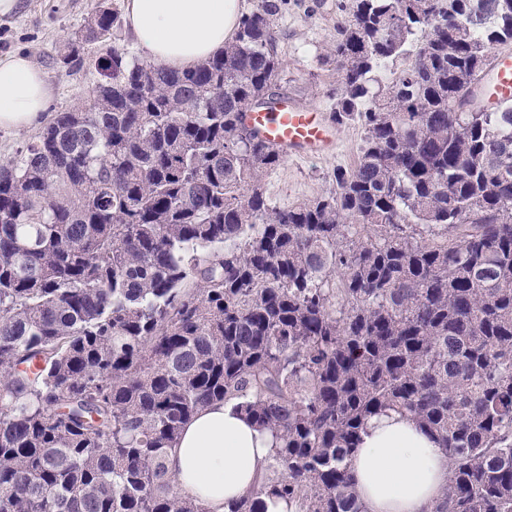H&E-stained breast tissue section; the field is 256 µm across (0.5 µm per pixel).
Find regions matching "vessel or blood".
<instances>
[{"instance_id": "b4317fda", "label": "vessel or blood", "mask_w": 512, "mask_h": 512, "mask_svg": "<svg viewBox=\"0 0 512 512\" xmlns=\"http://www.w3.org/2000/svg\"><path fill=\"white\" fill-rule=\"evenodd\" d=\"M493 67L495 76L486 88L488 98L498 103L512 101V54L496 55ZM244 120L266 141L292 156H318L334 143L322 113L312 108L282 103L270 110L245 113Z\"/></svg>"}]
</instances>
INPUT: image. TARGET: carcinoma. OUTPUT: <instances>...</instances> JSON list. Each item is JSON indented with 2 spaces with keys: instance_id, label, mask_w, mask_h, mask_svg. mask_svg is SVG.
I'll return each instance as SVG.
<instances>
[{
  "instance_id": "obj_1",
  "label": "carcinoma",
  "mask_w": 512,
  "mask_h": 512,
  "mask_svg": "<svg viewBox=\"0 0 512 512\" xmlns=\"http://www.w3.org/2000/svg\"><path fill=\"white\" fill-rule=\"evenodd\" d=\"M283 2L189 70L90 50L99 2L62 44L103 79L0 165V512H209L166 457L213 401L277 441L224 512H366L387 409L448 455L430 512H512V104L472 93L512 0H339L332 120L363 144L290 207L243 120L280 98Z\"/></svg>"
}]
</instances>
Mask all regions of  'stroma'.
<instances>
[{"label":"stroma","instance_id":"obj_1","mask_svg":"<svg viewBox=\"0 0 512 512\" xmlns=\"http://www.w3.org/2000/svg\"><path fill=\"white\" fill-rule=\"evenodd\" d=\"M338 0H287L278 19L285 95L298 107L329 113V97L339 75L328 54L336 39ZM94 0H19L17 9L0 16V58L27 54L43 68L53 86L49 112L88 104L100 79L95 70H76L57 62L60 46L80 31ZM337 144L320 157H291L262 176L269 199L280 207L311 200L329 192L334 170L353 167L363 139L360 124L336 128Z\"/></svg>","mask_w":512,"mask_h":512}]
</instances>
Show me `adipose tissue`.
I'll return each mask as SVG.
<instances>
[{
  "label": "adipose tissue",
  "instance_id": "adipose-tissue-1",
  "mask_svg": "<svg viewBox=\"0 0 512 512\" xmlns=\"http://www.w3.org/2000/svg\"><path fill=\"white\" fill-rule=\"evenodd\" d=\"M124 25L154 65L192 69L232 42L245 0H123ZM52 86L26 55L0 59V129L31 126L47 110ZM274 438L215 401L188 422L167 466L180 492L209 512L245 496L261 479ZM352 481L367 512H430L448 486V456L407 414L370 417L353 456Z\"/></svg>",
  "mask_w": 512,
  "mask_h": 512
}]
</instances>
